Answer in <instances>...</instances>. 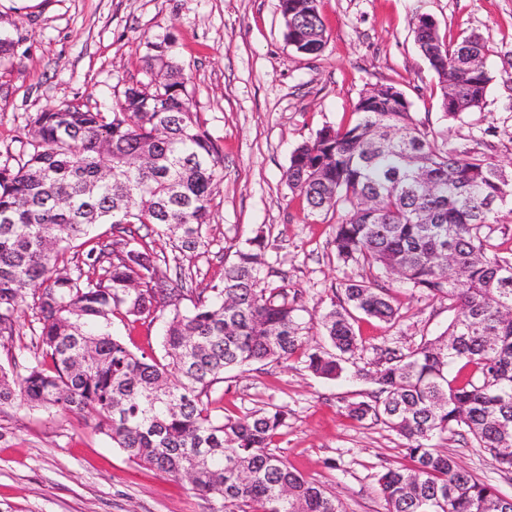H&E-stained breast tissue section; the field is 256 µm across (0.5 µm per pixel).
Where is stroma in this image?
<instances>
[{
    "mask_svg": "<svg viewBox=\"0 0 512 512\" xmlns=\"http://www.w3.org/2000/svg\"><path fill=\"white\" fill-rule=\"evenodd\" d=\"M327 41L316 55L288 44L279 0H0V36L16 40L0 63V163L19 150L30 114L68 102L114 106L125 86L148 81L147 42L169 35L205 127L223 158L213 194L207 251L184 258L189 288L217 283L237 245L264 232L267 271L302 290L320 320L333 292L367 269L342 267L330 244L335 214H309L283 178L293 150L325 127L349 123L361 92L393 84L416 118L449 146L483 152L512 174V0H318ZM431 16L447 44L476 35L492 80L482 111L455 119L440 107L438 77L415 41L414 22ZM401 319L358 316L360 340L349 376L320 378L294 359L225 374L214 386L225 415L272 403L288 411L273 447L318 483L344 512H385L377 479L409 466L401 439L384 425L350 419L348 405L376 389L354 377L375 371L385 350L407 352L445 330L447 304L398 294ZM164 317L112 332L131 350L162 354ZM448 453L512 496V473L471 439L449 435ZM0 512H211L183 481L137 465L93 427L91 413L64 416L0 407Z\"/></svg>",
    "mask_w": 512,
    "mask_h": 512,
    "instance_id": "stroma-1",
    "label": "stroma"
}]
</instances>
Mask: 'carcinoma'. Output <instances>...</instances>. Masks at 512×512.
I'll list each match as a JSON object with an SVG mask.
<instances>
[{"instance_id": "obj_1", "label": "carcinoma", "mask_w": 512, "mask_h": 512, "mask_svg": "<svg viewBox=\"0 0 512 512\" xmlns=\"http://www.w3.org/2000/svg\"><path fill=\"white\" fill-rule=\"evenodd\" d=\"M280 7L288 43L320 53L326 30L315 0ZM414 33L445 116L482 110L491 76L481 40L450 48L420 18ZM172 47L167 37L146 43L145 69L160 80L126 87L110 112L67 103L31 114L18 158L0 164V337L14 334L22 307L34 317L25 375L0 369V406L90 408L94 428L130 460L188 480L218 504L214 512H342L272 449L284 407L226 417L213 386L227 371L295 356L321 378L340 377L358 349L356 315L402 318L383 281L394 274L455 316L407 353L385 350L364 374L374 395L348 409L395 432L412 461L379 476L385 512H493L507 496L439 442L465 432L512 472V258L499 255L493 237L512 177L472 148L448 146L401 89L374 85L361 93L354 124L320 130L284 172L311 214L343 208L333 225L337 263L376 271L345 280L331 298L321 327L332 349L308 343L303 292L263 271L260 233L183 309L180 258L209 245L223 159ZM99 224L112 225V236L69 254ZM142 226L162 230L171 254L156 251ZM158 311L168 312L163 360L112 334V316L135 324Z\"/></svg>"}]
</instances>
